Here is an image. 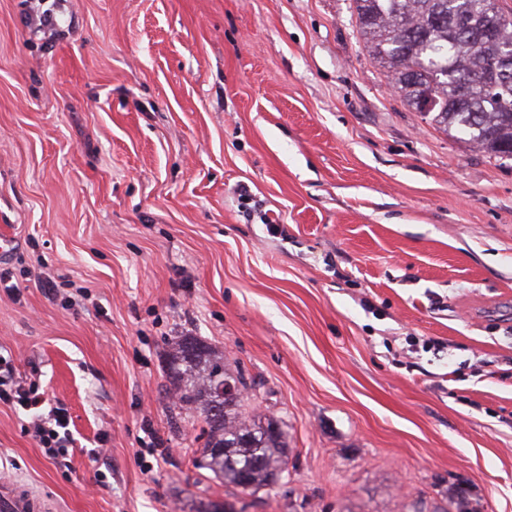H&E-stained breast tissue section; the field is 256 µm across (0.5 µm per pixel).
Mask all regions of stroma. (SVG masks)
<instances>
[{"label":"stroma","instance_id":"35a3bbf8","mask_svg":"<svg viewBox=\"0 0 512 512\" xmlns=\"http://www.w3.org/2000/svg\"><path fill=\"white\" fill-rule=\"evenodd\" d=\"M1 233L0 354L75 444L0 402V481L50 512H512V160L395 95L352 0H0ZM181 336L287 432L276 484L196 467Z\"/></svg>","mask_w":512,"mask_h":512}]
</instances>
